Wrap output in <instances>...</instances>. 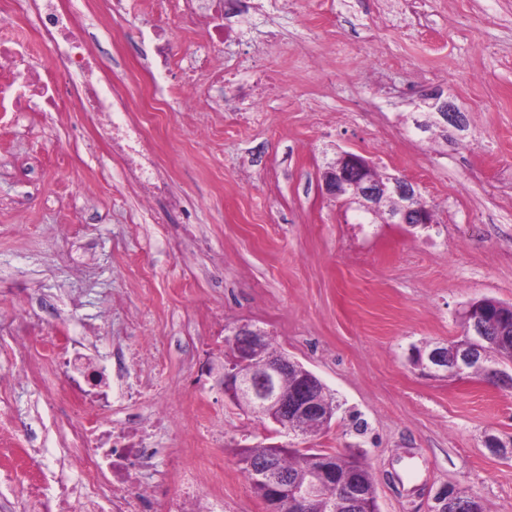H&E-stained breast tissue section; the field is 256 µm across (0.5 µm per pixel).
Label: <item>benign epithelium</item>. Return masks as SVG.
I'll use <instances>...</instances> for the list:
<instances>
[{
  "label": "benign epithelium",
  "instance_id": "benign-epithelium-1",
  "mask_svg": "<svg viewBox=\"0 0 512 512\" xmlns=\"http://www.w3.org/2000/svg\"><path fill=\"white\" fill-rule=\"evenodd\" d=\"M427 107L438 115L443 124L458 125L460 116L445 101L433 98ZM370 163L360 155L341 152L329 163L322 174L323 190L331 197L347 193L351 197L346 203H355L365 214L387 213L394 224L423 225V211L428 208L416 185L407 179L387 176H372L367 173ZM464 338L458 341L453 351L448 346L435 344L415 354L417 366L433 375L443 373L449 377L465 378L477 373V362L486 357L481 342L487 339L488 324L479 315V304L474 302L464 311ZM230 355L221 364V385L224 395L236 405H245L259 418L276 424L281 433H293L295 416L300 415L320 426L327 425L329 408L319 398L322 381L309 370L303 378L308 387L297 395H288L280 388L282 377L290 373L297 362L282 354L270 358L266 353L267 335L248 324L230 328ZM320 466L315 475L306 480H293L283 471L273 456L247 461L253 473V490L267 506V512H280L283 498L304 503L321 499L323 483L336 476L332 459L317 458ZM371 496L359 488H351L342 508L347 512H364Z\"/></svg>",
  "mask_w": 512,
  "mask_h": 512
}]
</instances>
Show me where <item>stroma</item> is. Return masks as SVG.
I'll return each mask as SVG.
<instances>
[{
	"mask_svg": "<svg viewBox=\"0 0 512 512\" xmlns=\"http://www.w3.org/2000/svg\"><path fill=\"white\" fill-rule=\"evenodd\" d=\"M226 23L220 55L224 111L179 70L155 84L144 35L165 22L147 0L113 18L112 80L132 106H167L147 124L158 161L188 217L164 203L143 210L82 112H20L0 120V374L19 366L9 324L38 334L48 313L29 297L60 300L57 333L90 338L105 356L117 336H150L166 357L167 390L188 415L161 440L172 472L186 446L224 474V512H266L239 464L257 443L359 452L379 512H431L445 486L485 512H512V458L487 437L512 438V391L479 379L431 376L414 349L463 334L461 313L492 298L512 304V0H249ZM262 73L279 82L268 89ZM460 114L439 125L425 98ZM259 102L264 119L241 120ZM406 178L433 211L428 227L358 222L326 195L337 152ZM248 324L317 375L337 410L329 428L294 438L194 378L211 336ZM42 447L57 421L37 389L15 388ZM224 433L209 447L195 413ZM412 475V491L388 484Z\"/></svg>",
	"mask_w": 512,
	"mask_h": 512,
	"instance_id": "1",
	"label": "stroma"
}]
</instances>
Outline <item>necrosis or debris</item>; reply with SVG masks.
<instances>
[{
  "instance_id": "obj_1",
  "label": "necrosis or debris",
  "mask_w": 512,
  "mask_h": 512,
  "mask_svg": "<svg viewBox=\"0 0 512 512\" xmlns=\"http://www.w3.org/2000/svg\"><path fill=\"white\" fill-rule=\"evenodd\" d=\"M27 3L33 29L48 58L28 55L22 39L0 37V113L65 112L70 105L91 113L95 135L116 151L127 180L139 187L142 204L166 201L170 210H183L173 196L156 160L152 140L143 126L129 119L128 99L112 85V60L103 57L93 34L100 19L121 11L123 0H10ZM224 0H198L176 12L169 27L157 30L150 43L153 70H169L179 50L175 30L203 20L209 45L224 41ZM84 26H77L76 14ZM15 353L24 365L19 382L41 379L42 368L62 373L64 382L45 397L49 406L63 407L58 421L60 457L51 476L54 491L42 479L21 478L11 490L18 512H224L223 490L209 491L187 449L175 465L174 479L145 482L154 466L156 442L175 426V415L161 405L164 373L162 355L134 348L118 358H93L84 342L54 335L31 341L17 325ZM146 399V412H127L135 400ZM24 429L10 390L0 389V457L31 458L39 450L27 437L23 450L14 441Z\"/></svg>"
}]
</instances>
